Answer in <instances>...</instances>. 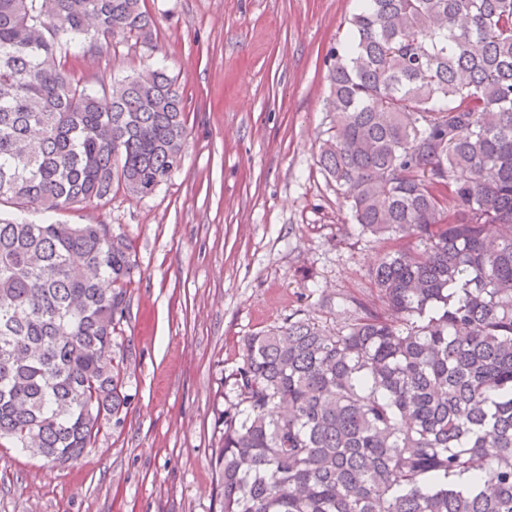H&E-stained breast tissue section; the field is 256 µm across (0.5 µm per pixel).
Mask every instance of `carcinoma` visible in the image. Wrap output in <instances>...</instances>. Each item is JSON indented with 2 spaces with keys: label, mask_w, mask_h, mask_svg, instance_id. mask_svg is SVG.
Masks as SVG:
<instances>
[{
  "label": "carcinoma",
  "mask_w": 512,
  "mask_h": 512,
  "mask_svg": "<svg viewBox=\"0 0 512 512\" xmlns=\"http://www.w3.org/2000/svg\"><path fill=\"white\" fill-rule=\"evenodd\" d=\"M153 26L144 0H0V442L50 468L127 404L134 268L124 235L55 216L148 195L188 136L165 69L93 90L62 57ZM328 82L319 165L384 243L380 308L245 338L223 512H512V0H359Z\"/></svg>",
  "instance_id": "cac0c4a2"
}]
</instances>
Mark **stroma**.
<instances>
[{
  "label": "stroma",
  "mask_w": 512,
  "mask_h": 512,
  "mask_svg": "<svg viewBox=\"0 0 512 512\" xmlns=\"http://www.w3.org/2000/svg\"><path fill=\"white\" fill-rule=\"evenodd\" d=\"M150 43L67 69L98 88L163 65L188 143L153 194L118 190L66 224H105L136 268L112 358L129 400L75 461L0 447V512H221L214 457L246 336L301 312L331 328L371 302L381 243L359 237L317 163L332 52L356 0H146Z\"/></svg>",
  "instance_id": "1"
}]
</instances>
